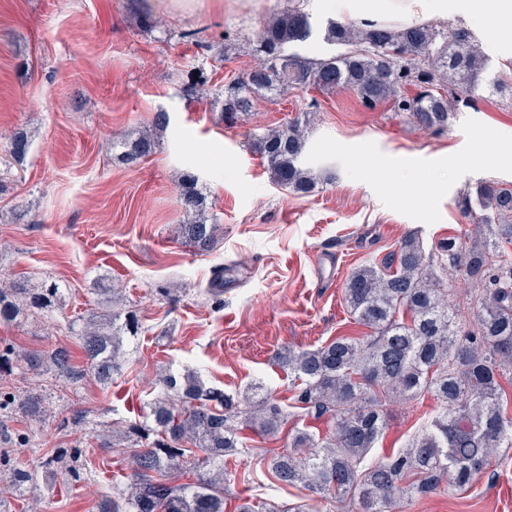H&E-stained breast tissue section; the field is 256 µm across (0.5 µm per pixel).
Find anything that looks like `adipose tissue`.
<instances>
[{
    "label": "adipose tissue",
    "mask_w": 512,
    "mask_h": 512,
    "mask_svg": "<svg viewBox=\"0 0 512 512\" xmlns=\"http://www.w3.org/2000/svg\"><path fill=\"white\" fill-rule=\"evenodd\" d=\"M315 5L340 22L377 26H412L462 14L474 31L512 36V0H316Z\"/></svg>",
    "instance_id": "ef3b65f1"
}]
</instances>
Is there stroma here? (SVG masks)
Here are the masks:
<instances>
[{
    "label": "stroma",
    "instance_id": "35a3bbf8",
    "mask_svg": "<svg viewBox=\"0 0 512 512\" xmlns=\"http://www.w3.org/2000/svg\"><path fill=\"white\" fill-rule=\"evenodd\" d=\"M287 4L264 0L253 13L188 18L163 11L160 28L148 30L131 0H0V149L17 131L32 139L23 163H0V286L26 277L68 288L48 326L0 321V346L22 354L63 345L84 366L68 326L100 307L96 282L119 289L144 326L107 387L90 376L74 384L0 372V391L20 398L42 387L52 395L43 422L0 420V452L36 473L24 496L0 499V512H94L132 447L90 449L91 427L138 421L162 373L195 368L238 397L260 384L291 406L288 375L269 358L283 346L313 349L365 334L343 302L349 273L412 232L428 247L474 234L463 194L480 180L512 183V159L499 156L512 142V106L488 86L441 132L366 109L347 92L291 91L225 126L223 76L251 69L263 21ZM187 30L202 31L208 50L183 40ZM206 57L223 58L222 75L193 76ZM159 111L169 124L155 153L134 167L122 163L113 137L150 126ZM303 112L311 115L306 158L318 178L306 195L273 184L250 147L252 136ZM187 171L221 226L207 252L177 233L187 219L178 178ZM218 267L236 285L215 299L204 289ZM436 412L429 396L392 405L382 452L404 446ZM76 413L83 423L61 429ZM243 435L249 451L230 463V498L308 499L321 512H355L349 502L278 487L266 459L282 440ZM77 444L87 448L79 460L85 481L64 484L41 468L44 454ZM404 512H512V449L470 489L446 486Z\"/></svg>",
    "mask_w": 512,
    "mask_h": 512
}]
</instances>
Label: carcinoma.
Masks as SVG:
<instances>
[{
  "mask_svg": "<svg viewBox=\"0 0 512 512\" xmlns=\"http://www.w3.org/2000/svg\"><path fill=\"white\" fill-rule=\"evenodd\" d=\"M324 32L337 51L312 58L300 51L315 33L312 14L289 5L266 20L254 40L256 65L224 87L225 125L248 115L261 98L314 89L347 91L371 110L384 106L403 121L440 131L460 104L474 97L487 71L483 45L462 24L364 26L329 18ZM29 147L28 136L17 132L7 142V158L21 163ZM155 148L149 132L112 140V149L120 150L128 165ZM251 148L276 185L297 194L315 188L299 119L257 135ZM180 196L193 214L180 226L181 237L199 251L211 250L219 225L204 216L206 198L195 175L183 176ZM463 207L479 237L450 235L427 250L410 233L381 262L348 275L344 301L367 334L272 355L273 364L291 378L292 401L301 416L330 422L323 436L306 427L288 433L287 448L268 466L280 485L302 486L325 500H348L356 512H395L446 484L470 488L499 449L512 448V393L502 383L512 386V183L479 181L467 191ZM450 274L467 286L469 318L453 303ZM60 302L57 283L16 280L0 287V320L26 311L50 314ZM143 330L133 311L120 324L115 315L92 314L72 329L84 367L74 366L63 346L22 355L5 346L0 368L16 366L75 382L89 371L108 386L122 372L123 337ZM159 383L143 423L129 427L138 449L130 455L125 481L101 495L96 512H224V490L233 476L228 458L246 449L239 426L275 437L288 412L257 389L242 409L194 368L170 372ZM426 394L437 400V413L404 447L374 454L388 428L390 403ZM44 401L37 391L21 400L5 395L0 415L37 418ZM82 453L77 447L60 450L42 464L64 482H80ZM189 473L194 481L178 482ZM34 478V472L13 468L9 458L0 457V484L13 494H23ZM235 512L312 510L306 504L270 506L240 497Z\"/></svg>",
  "mask_w": 512,
  "mask_h": 512,
  "instance_id": "1",
  "label": "carcinoma"
}]
</instances>
